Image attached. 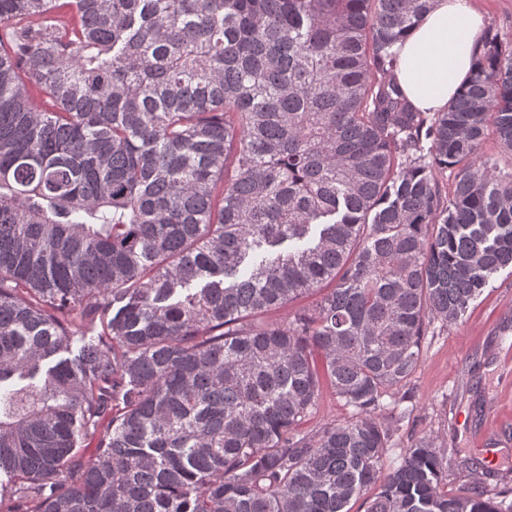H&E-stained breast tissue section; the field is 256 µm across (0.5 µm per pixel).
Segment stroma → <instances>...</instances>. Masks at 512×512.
I'll return each instance as SVG.
<instances>
[{"label":"stroma","instance_id":"35a3bbf8","mask_svg":"<svg viewBox=\"0 0 512 512\" xmlns=\"http://www.w3.org/2000/svg\"><path fill=\"white\" fill-rule=\"evenodd\" d=\"M406 389L413 410L396 427L386 466L429 434L463 456L494 449L486 483L512 487V266L491 276L457 325L427 337Z\"/></svg>","mask_w":512,"mask_h":512}]
</instances>
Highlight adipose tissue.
Returning a JSON list of instances; mask_svg holds the SVG:
<instances>
[{
    "label": "adipose tissue",
    "instance_id": "1",
    "mask_svg": "<svg viewBox=\"0 0 512 512\" xmlns=\"http://www.w3.org/2000/svg\"><path fill=\"white\" fill-rule=\"evenodd\" d=\"M483 15L472 0H433L398 43L396 79L412 105L445 111L481 54Z\"/></svg>",
    "mask_w": 512,
    "mask_h": 512
}]
</instances>
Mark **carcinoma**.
I'll return each instance as SVG.
<instances>
[{"label": "carcinoma", "instance_id": "obj_1", "mask_svg": "<svg viewBox=\"0 0 512 512\" xmlns=\"http://www.w3.org/2000/svg\"><path fill=\"white\" fill-rule=\"evenodd\" d=\"M431 3L0 0V512H512L431 435L384 468L512 265V41L421 112ZM324 380L351 418L310 434Z\"/></svg>", "mask_w": 512, "mask_h": 512}]
</instances>
